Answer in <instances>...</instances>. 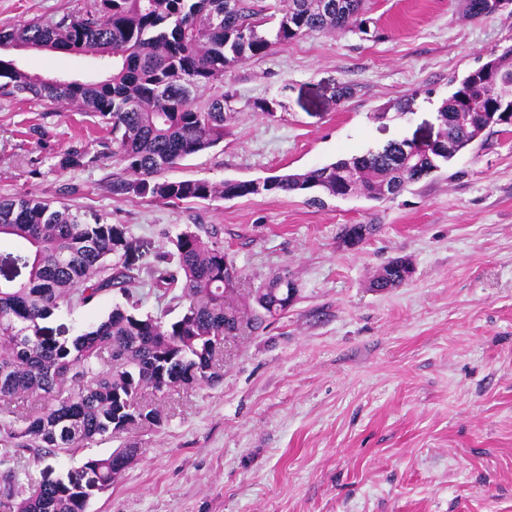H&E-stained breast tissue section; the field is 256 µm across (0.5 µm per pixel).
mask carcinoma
I'll return each instance as SVG.
<instances>
[{"mask_svg": "<svg viewBox=\"0 0 512 512\" xmlns=\"http://www.w3.org/2000/svg\"><path fill=\"white\" fill-rule=\"evenodd\" d=\"M365 0H87L57 19H33L0 27V48L24 47L91 56L112 68L94 80L46 82L0 58V96L25 94L57 106H74L100 119L112 138L94 155L75 144L60 156L62 169L118 160L131 178H112V193L151 196L166 202L234 199L272 192L310 196L320 191L367 199L398 196L447 165L448 150L419 152L394 141L381 150L339 159L304 173L269 176L261 182L167 181L159 175L184 158L224 139V75L242 62L312 32H366ZM471 19L494 15L490 0H463ZM512 94L480 70L470 72L439 108L442 142L467 146L498 92ZM209 93L200 105L198 93ZM474 112L470 127L452 115ZM18 248L0 252L11 274L0 280V462L21 449L76 453L88 444L131 431L125 418L145 411L138 426L159 429L164 415L151 392L212 385L218 353L214 340L258 329L278 315L288 289L280 277L255 289L265 314H248L239 286H224V248L191 229L153 260L134 254L120 224L102 217L88 222L65 205L29 194L0 197V239ZM403 259L387 263L373 288L403 283ZM150 283L173 294L181 306L173 321L138 313L132 285ZM118 291L127 306L72 339L46 326L61 308L74 311L106 292ZM134 443L107 456L91 457L81 470L95 485L78 484L70 473L43 471L25 495L13 492L14 471L0 473V512H86L91 498L112 486L138 454Z\"/></svg>", "mask_w": 512, "mask_h": 512, "instance_id": "carcinoma-1", "label": "carcinoma"}]
</instances>
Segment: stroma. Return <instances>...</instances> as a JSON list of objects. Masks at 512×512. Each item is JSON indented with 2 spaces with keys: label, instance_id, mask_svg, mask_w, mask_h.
I'll return each mask as SVG.
<instances>
[{
  "label": "stroma",
  "instance_id": "35a3bbf8",
  "mask_svg": "<svg viewBox=\"0 0 512 512\" xmlns=\"http://www.w3.org/2000/svg\"><path fill=\"white\" fill-rule=\"evenodd\" d=\"M81 4L0 0V26ZM369 7L368 33L311 32L226 75L223 141L164 179L304 172L437 133L459 81L512 44L507 11L471 20L461 0ZM0 56L48 77L101 72L67 53ZM260 100L272 115L254 109ZM103 135L75 108L0 97V197L29 192L125 225L151 255L195 225L244 288L285 273L298 294L225 342L219 383L161 397L167 425L132 433L137 457L86 512H512V127L491 128L396 198L321 206L284 192L173 205L113 194L116 161L59 169L71 145L94 152ZM349 224L374 230L350 248ZM394 259L410 262L411 278L373 290ZM122 301L102 295L53 327L73 335Z\"/></svg>",
  "mask_w": 512,
  "mask_h": 512
}]
</instances>
